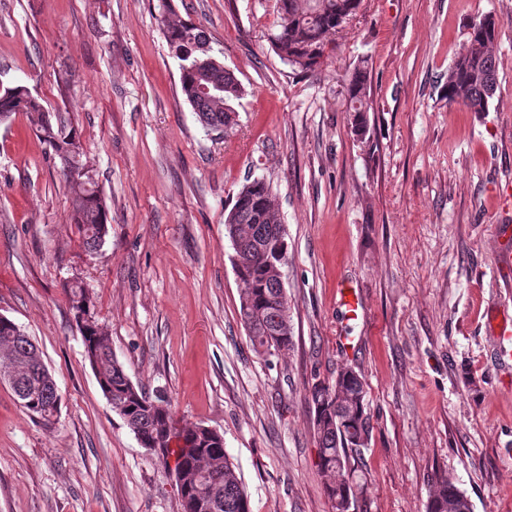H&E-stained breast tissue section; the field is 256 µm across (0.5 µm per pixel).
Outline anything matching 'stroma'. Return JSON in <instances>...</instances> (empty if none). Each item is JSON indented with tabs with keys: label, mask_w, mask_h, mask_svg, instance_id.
<instances>
[{
	"label": "stroma",
	"mask_w": 512,
	"mask_h": 512,
	"mask_svg": "<svg viewBox=\"0 0 512 512\" xmlns=\"http://www.w3.org/2000/svg\"><path fill=\"white\" fill-rule=\"evenodd\" d=\"M171 5L244 88L227 131L196 121L158 0H0V83L78 127L110 221L86 252L59 160L25 115L0 124V315L61 395L48 424L0 383V512H182L172 469L85 358L74 280L131 380L223 435L250 512H331L308 389L347 368L373 427L353 454L355 512H427L440 477L473 512H512V365L492 334L512 319L497 269L512 215L496 203L512 186V0H361L308 73L271 47L276 0ZM480 14L501 23L499 89L470 112L445 83ZM360 65L361 121L345 91ZM253 179L269 183L288 245L292 346L272 356L241 322L224 227Z\"/></svg>",
	"instance_id": "1"
}]
</instances>
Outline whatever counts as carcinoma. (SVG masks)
<instances>
[{
    "label": "carcinoma",
    "mask_w": 512,
    "mask_h": 512,
    "mask_svg": "<svg viewBox=\"0 0 512 512\" xmlns=\"http://www.w3.org/2000/svg\"><path fill=\"white\" fill-rule=\"evenodd\" d=\"M361 0H277V31L270 42L279 57L295 70L307 73L318 67L331 37L346 20L356 13ZM162 34L180 67L181 91L198 121L210 131H225L234 124L233 101L240 99L244 88L233 72L214 54L206 32L196 24L173 18L169 0H161ZM499 34V23L490 15L482 16L479 28L469 37L448 69V103H457L471 112H483L498 89L496 60L492 46ZM207 60L206 65L187 68L194 57ZM367 71L354 70L347 87V111L363 117L369 110ZM19 112L41 139L60 159L62 168L77 173L67 179L71 193L73 219L83 235L87 252H97L108 233V211L95 183L86 176L81 161L83 141L78 128L62 121L44 109L30 91L16 85L0 90V123H6ZM227 234L237 238L253 251L254 262L244 266L241 275L250 287L240 295L239 314L253 350L259 355H273L288 350L292 344L291 316L279 321L271 313L269 300L278 295L275 253L287 249L281 234L282 220L271 189L262 179L242 187L235 204L225 216ZM72 309L79 312L90 306L88 289L75 282L69 288ZM88 344L86 357L94 369L100 388L112 393V411L119 415L137 440L159 441L163 445L160 460H175V466L187 469L184 481L188 491L180 494L183 512H193L192 501L199 499L198 512H249L248 497L235 466L224 450L221 435L205 437L197 426H182L175 420L170 405L163 397L150 396L135 385L124 366L112 356L108 332L95 322L82 333ZM0 356L15 363L12 378L7 381L22 406L34 417L49 422L60 412L61 396L49 370L38 364V349L29 336L0 326ZM359 388L362 397L350 405L352 415L345 432L336 424L326 408L319 404L321 392H332L340 400ZM364 385L357 377L341 372L334 384L315 381L310 388V401L315 410V434L319 447L320 470L326 478L325 489L332 512H345V502L357 503L362 492L354 480L351 453L368 444L370 419L365 410ZM472 510L464 492L446 478L437 482L427 512H448V501Z\"/></svg>",
    "instance_id": "carcinoma-1"
}]
</instances>
